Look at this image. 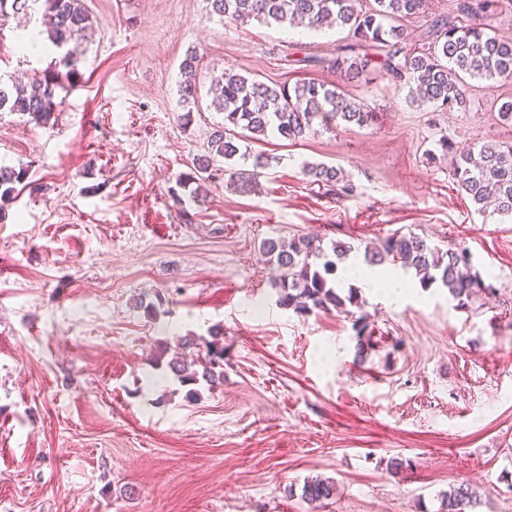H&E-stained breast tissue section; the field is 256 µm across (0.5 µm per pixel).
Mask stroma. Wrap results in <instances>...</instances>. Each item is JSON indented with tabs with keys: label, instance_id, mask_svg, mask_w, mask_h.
<instances>
[{
	"label": "stroma",
	"instance_id": "stroma-1",
	"mask_svg": "<svg viewBox=\"0 0 512 512\" xmlns=\"http://www.w3.org/2000/svg\"><path fill=\"white\" fill-rule=\"evenodd\" d=\"M83 5L90 35L52 124L0 112V165L30 180L0 213V512H311L315 477L336 485L320 512H440L461 484L472 512H512V220L477 212L453 156L426 160L443 135L460 150L511 142L498 110L512 84L473 81L465 110L445 112L366 69L347 90L371 125L268 137L254 149L279 162L254 191L225 175L199 193L191 161L224 122L214 77L336 83L302 59L334 58L351 35L240 25L208 0ZM43 13L36 0L0 28V75L53 69L48 41L19 46ZM308 162L354 193L312 184ZM395 232L468 248L494 296L460 308L386 265L405 288L363 294L362 338L350 315L279 305L264 239L363 247ZM218 324L224 381L187 398L151 358ZM198 57L196 52L190 51L180 66L181 81L179 84L180 96L183 103L194 98L197 92L196 76L198 71Z\"/></svg>",
	"mask_w": 512,
	"mask_h": 512
}]
</instances>
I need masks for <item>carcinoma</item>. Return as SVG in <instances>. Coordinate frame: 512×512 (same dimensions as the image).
Masks as SVG:
<instances>
[{
	"instance_id": "cac0c4a2",
	"label": "carcinoma",
	"mask_w": 512,
	"mask_h": 512,
	"mask_svg": "<svg viewBox=\"0 0 512 512\" xmlns=\"http://www.w3.org/2000/svg\"><path fill=\"white\" fill-rule=\"evenodd\" d=\"M34 2L0 0V24L12 16L27 14ZM209 2L214 14L240 24L257 21L282 27L304 22L314 31L324 25L346 29L354 43L345 54L329 61L328 68L353 80L371 65L369 51L374 49L382 56L380 64L385 74L395 83L408 86L411 101L446 111L466 106L468 77L492 83L512 81V39L488 33L499 0H457L455 14L434 18L428 42L414 50L407 48V34L400 22L423 13L425 0H374L376 7L368 11L362 9L360 0ZM45 10L49 15L46 40L59 51L58 68L25 82L14 81L9 87L0 83V111L6 108L44 125L61 106L56 88L78 73V47L89 27L83 0H45ZM197 71L198 57L191 51L180 66L179 92L185 103L197 92ZM211 92L212 104L224 113V126L212 133L209 154L193 159L192 165L203 176L223 161L251 159L252 169L231 173L244 189L252 186L259 171L269 168L273 161L264 153L252 154L248 142L261 141L270 134L296 142L317 133L319 126L325 130L341 123L363 127L376 117L367 105L355 102L338 86L315 79L269 85L229 68L212 82ZM304 172L320 187L339 184L340 170L334 166L306 163ZM453 176L478 212H485L492 199L496 214L512 219L511 142L491 140L460 153L453 164ZM27 179L28 170L23 167H0V203L15 199L16 185ZM341 192L349 194L353 186L343 184ZM261 249L278 272L275 284L281 306L301 315L333 310L348 313L354 307L361 312L354 330L359 336L365 334L368 324L367 315L362 313L364 301L352 287L345 295L340 292L344 272L339 264L355 247L334 242L328 252L321 241L299 236L288 241L268 238ZM364 262L369 266L390 263L412 268L423 286L439 283L448 288L461 308L483 294L495 292V286L473 270L472 256L465 247L443 250L414 233L386 237L377 250L365 251ZM154 363L164 366L181 386L190 387L187 396H196L197 387H212L224 381V327H211L206 337L178 338L176 350L160 348ZM335 494L334 482L322 478L306 482L302 490V498L311 503H324ZM471 503V491L461 485L445 496L444 512H466Z\"/></svg>"
}]
</instances>
